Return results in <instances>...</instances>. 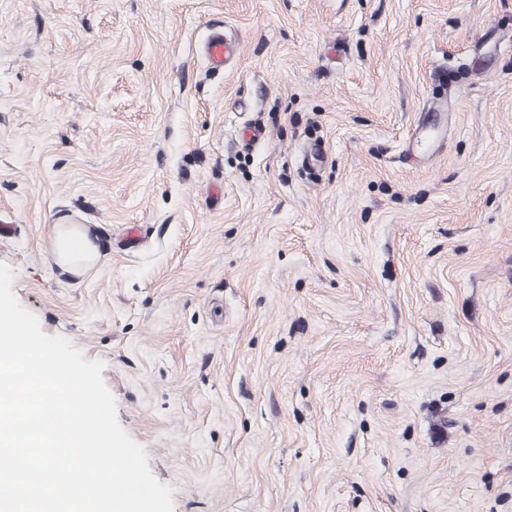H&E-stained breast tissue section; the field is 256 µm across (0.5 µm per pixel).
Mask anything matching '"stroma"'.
Returning a JSON list of instances; mask_svg holds the SVG:
<instances>
[{"mask_svg":"<svg viewBox=\"0 0 512 512\" xmlns=\"http://www.w3.org/2000/svg\"><path fill=\"white\" fill-rule=\"evenodd\" d=\"M0 264L173 512H512V0H0ZM205 52L211 68L224 69L234 57L236 48L222 36H212L205 43ZM53 255L56 262L75 275H82L99 261L101 254L94 232L84 224L58 225Z\"/></svg>","mask_w":512,"mask_h":512,"instance_id":"1","label":"stroma"}]
</instances>
